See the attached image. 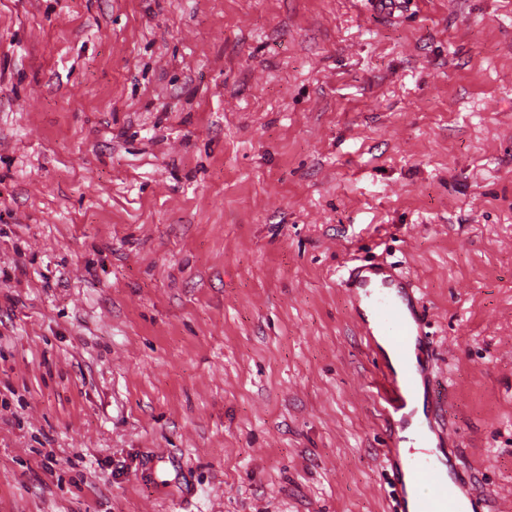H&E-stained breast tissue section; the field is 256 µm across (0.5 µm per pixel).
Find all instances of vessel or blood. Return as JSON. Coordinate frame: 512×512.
<instances>
[{
	"label": "vessel or blood",
	"instance_id": "vessel-or-blood-1",
	"mask_svg": "<svg viewBox=\"0 0 512 512\" xmlns=\"http://www.w3.org/2000/svg\"><path fill=\"white\" fill-rule=\"evenodd\" d=\"M341 284L356 333L380 371L375 411L387 435L384 464L401 493L396 512H403L407 491L416 495L418 512H463L462 503L477 502L470 482L453 472L439 479L433 462L436 449L447 447L456 431L431 417L418 426L419 447L408 452L401 447L400 430L414 415L413 403L431 374L412 363L413 350L426 345L421 298L400 273L375 262L346 268Z\"/></svg>",
	"mask_w": 512,
	"mask_h": 512
}]
</instances>
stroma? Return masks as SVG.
I'll list each match as a JSON object with an SVG mask.
<instances>
[{"instance_id":"stroma-1","label":"stroma","mask_w":512,"mask_h":512,"mask_svg":"<svg viewBox=\"0 0 512 512\" xmlns=\"http://www.w3.org/2000/svg\"><path fill=\"white\" fill-rule=\"evenodd\" d=\"M363 257L512 512V0H0V512H391Z\"/></svg>"}]
</instances>
